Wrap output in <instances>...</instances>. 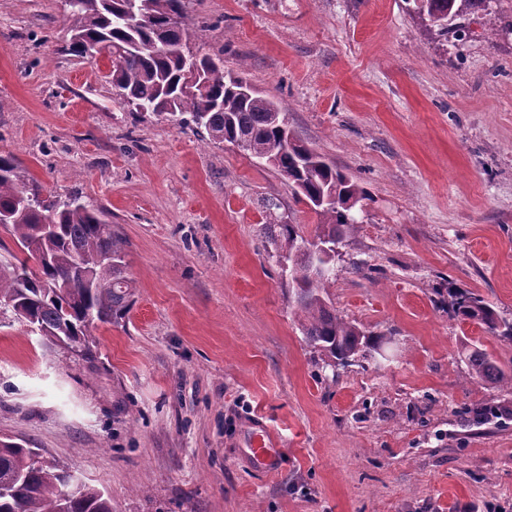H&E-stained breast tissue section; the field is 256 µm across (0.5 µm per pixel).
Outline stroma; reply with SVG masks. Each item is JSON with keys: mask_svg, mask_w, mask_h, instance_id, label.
<instances>
[{"mask_svg": "<svg viewBox=\"0 0 512 512\" xmlns=\"http://www.w3.org/2000/svg\"><path fill=\"white\" fill-rule=\"evenodd\" d=\"M424 36L403 0H190L192 50L223 53L368 196L329 290L391 336L388 359L321 379L265 224L318 217L248 152L134 116L90 57L62 53V0H0V153L26 181L104 211L136 303L92 358L0 310V438L39 449L114 512H512V388L468 349L512 343L449 317L469 288L512 318V35ZM280 458L264 470L250 438ZM470 374L494 386L512 387V366L504 369L485 350L473 348L467 355ZM251 450L255 459L264 467L268 468L275 458L279 448H270L268 432L260 430L251 437Z\"/></svg>", "mask_w": 512, "mask_h": 512, "instance_id": "obj_1", "label": "stroma"}]
</instances>
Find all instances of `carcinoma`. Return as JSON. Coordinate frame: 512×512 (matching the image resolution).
<instances>
[{
  "label": "carcinoma",
  "instance_id": "obj_1",
  "mask_svg": "<svg viewBox=\"0 0 512 512\" xmlns=\"http://www.w3.org/2000/svg\"><path fill=\"white\" fill-rule=\"evenodd\" d=\"M491 0H404L420 27L439 41L465 40L468 16L487 10ZM67 39L62 51L84 57L112 56V86L133 114L147 113L179 124H194L218 142L245 143V150L276 169L294 187L298 200L319 217L315 240L343 241L354 229L351 212L366 191L348 174L306 146L288 126L276 102L246 96V79L224 72V54L190 51L191 23L186 0H64ZM198 71L185 87L190 66ZM0 226L21 256L0 260V304L13 301L31 331L92 354L91 331L118 324L134 303L122 239L102 212L42 195L25 182L16 159L0 153ZM262 234L288 255L289 286L304 341L320 354L322 368L336 370L361 352H378L390 338L367 334L336 314L328 288L335 282V256L308 251L312 241L293 224H264ZM112 255V265L102 261ZM440 302L460 322L472 321L490 336L512 342V319L468 288L452 287ZM472 376L494 386L512 387V366L504 369L485 350L467 355ZM506 413L495 406L471 411L476 424ZM64 467L32 449L0 440V512H113L102 491L84 484Z\"/></svg>",
  "mask_w": 512,
  "mask_h": 512
}]
</instances>
